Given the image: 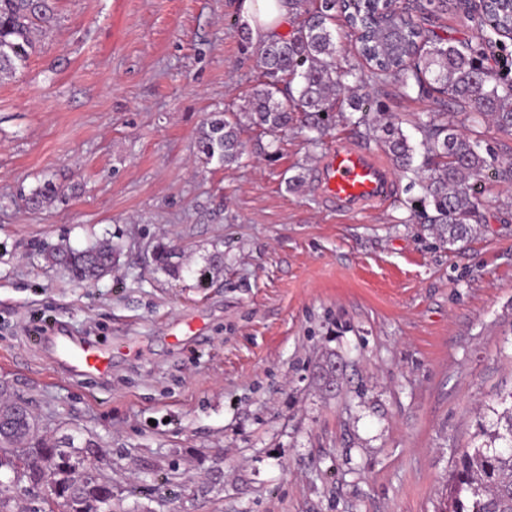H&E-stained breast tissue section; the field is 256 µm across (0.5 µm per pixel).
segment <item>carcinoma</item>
I'll use <instances>...</instances> for the list:
<instances>
[{
    "label": "carcinoma",
    "instance_id": "obj_1",
    "mask_svg": "<svg viewBox=\"0 0 512 512\" xmlns=\"http://www.w3.org/2000/svg\"><path fill=\"white\" fill-rule=\"evenodd\" d=\"M295 32L257 46L264 81L250 93L244 117L271 134L293 128L296 118L309 130L321 131L334 112L369 116V96L357 90L390 78L405 89L426 94L433 90L448 102L467 108L458 112H429L419 120L424 149L420 166H413L415 147L400 123L383 112L372 119L379 141L395 168L412 172L421 184L424 200L435 215L428 218L440 241L454 246L469 242L477 228L471 224L477 202L475 187L484 171L494 168L497 178L512 182V161L496 162L490 150L462 130L465 124L490 122L512 135V83L495 79L476 64L475 57L492 43V35L512 34V0H487V12L473 38L451 44L402 17L395 19L397 40L369 29L371 16L387 7L385 0H315ZM342 15L358 43L361 63L336 65V17ZM55 21V0H0V80L27 68L38 36ZM242 120L235 112H212L202 123L197 150L207 164L222 167L239 161L244 152ZM60 194L51 179L24 196L30 209H42ZM120 248L109 240L83 249L66 243L40 251L44 260L68 270L79 283L96 282L112 270ZM176 252L159 244L152 253L154 266L179 277L185 267L173 261ZM495 420L480 425L483 442L458 452L448 496V512H512V392L488 407ZM36 419H27L6 390L0 391V472L14 467L23 481L36 487L49 473L70 512H102V501L112 505V485L102 475L90 479L62 463L68 452L93 448L90 440L75 444L73 436L39 435Z\"/></svg>",
    "mask_w": 512,
    "mask_h": 512
}]
</instances>
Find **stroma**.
I'll return each mask as SVG.
<instances>
[{"mask_svg": "<svg viewBox=\"0 0 512 512\" xmlns=\"http://www.w3.org/2000/svg\"><path fill=\"white\" fill-rule=\"evenodd\" d=\"M235 3L57 0L27 68L0 81V385L48 434L95 441L113 512H440L477 407L512 392V182L482 179L478 233L451 250L402 173L361 215L320 199L338 139L383 151L356 113L316 145L245 127L240 163L205 164L201 124L259 80ZM414 19L457 44L477 24ZM369 93L415 145L419 118L452 109L391 79ZM48 178L57 201L26 208ZM106 239L119 262L92 284L39 254ZM159 243L191 274L155 269ZM196 315L205 335L175 336ZM60 329L111 351V375L57 362Z\"/></svg>", "mask_w": 512, "mask_h": 512, "instance_id": "obj_1", "label": "stroma"}]
</instances>
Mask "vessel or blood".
I'll use <instances>...</instances> for the list:
<instances>
[{
    "instance_id": "vessel-or-blood-1",
    "label": "vessel or blood",
    "mask_w": 512,
    "mask_h": 512,
    "mask_svg": "<svg viewBox=\"0 0 512 512\" xmlns=\"http://www.w3.org/2000/svg\"><path fill=\"white\" fill-rule=\"evenodd\" d=\"M317 191L337 212L355 215L386 205L397 188L389 169L374 154L340 141L319 161ZM54 349L57 360L76 372L105 378L112 370L111 352L92 340L60 336Z\"/></svg>"
}]
</instances>
